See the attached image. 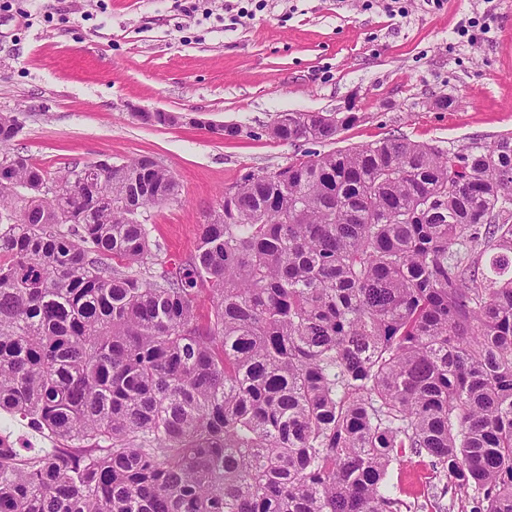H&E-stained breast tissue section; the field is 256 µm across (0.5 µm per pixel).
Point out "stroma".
<instances>
[{
	"instance_id": "obj_1",
	"label": "stroma",
	"mask_w": 512,
	"mask_h": 512,
	"mask_svg": "<svg viewBox=\"0 0 512 512\" xmlns=\"http://www.w3.org/2000/svg\"><path fill=\"white\" fill-rule=\"evenodd\" d=\"M0 0V113L21 122L10 151L48 178L74 165L150 155L178 200L141 220L158 259L193 252L203 215L248 172L396 135L455 152L512 134V0ZM450 100L447 108L439 100ZM180 115L146 126L131 109ZM359 120L335 142L290 144L281 112ZM240 127L219 138L208 123ZM394 473L411 512H472L471 495H425L428 459Z\"/></svg>"
}]
</instances>
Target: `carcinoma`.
Returning a JSON list of instances; mask_svg holds the SVG:
<instances>
[{
	"label": "carcinoma",
	"mask_w": 512,
	"mask_h": 512,
	"mask_svg": "<svg viewBox=\"0 0 512 512\" xmlns=\"http://www.w3.org/2000/svg\"><path fill=\"white\" fill-rule=\"evenodd\" d=\"M357 120L281 112L269 135ZM43 176L0 168V414L56 447L0 435V512H402L409 454L426 488L512 512L511 135L251 171L158 263L137 212L177 197L169 169L75 165L48 205Z\"/></svg>",
	"instance_id": "cac0c4a2"
}]
</instances>
